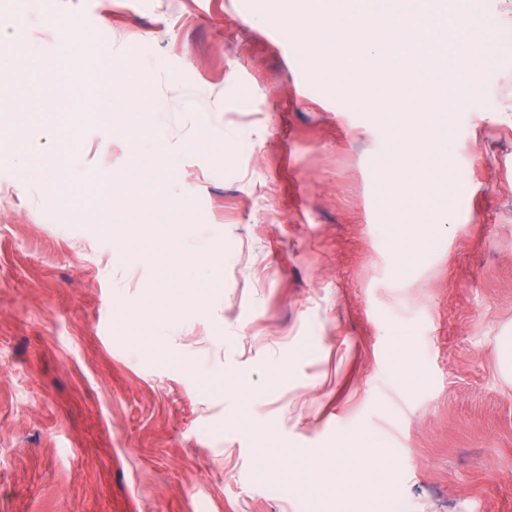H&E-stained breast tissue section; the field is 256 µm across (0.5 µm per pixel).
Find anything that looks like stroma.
I'll list each match as a JSON object with an SVG mask.
<instances>
[{
  "instance_id": "stroma-1",
  "label": "stroma",
  "mask_w": 512,
  "mask_h": 512,
  "mask_svg": "<svg viewBox=\"0 0 512 512\" xmlns=\"http://www.w3.org/2000/svg\"><path fill=\"white\" fill-rule=\"evenodd\" d=\"M482 4L448 178L399 205L386 83L339 89L305 0H0V512H512V0ZM104 67L129 112L64 122ZM157 154L164 237L110 184ZM344 437L370 492L257 460ZM465 7L474 22L471 29L472 50L460 59L459 65L464 70L484 69L489 59L487 30L474 21L480 11V0H465Z\"/></svg>"
}]
</instances>
